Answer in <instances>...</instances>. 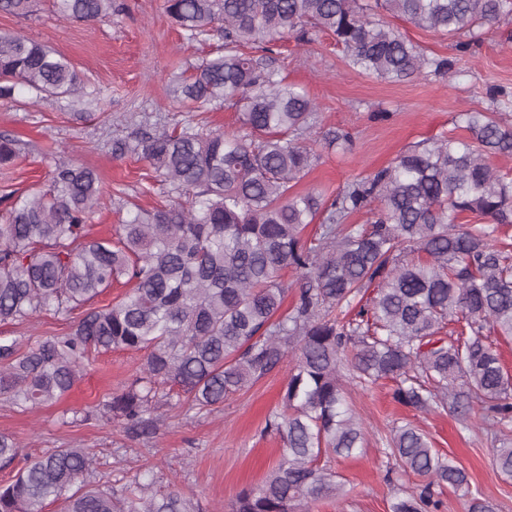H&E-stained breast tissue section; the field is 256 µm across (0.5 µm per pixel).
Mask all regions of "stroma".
<instances>
[{
    "label": "stroma",
    "instance_id": "35a3bbf8",
    "mask_svg": "<svg viewBox=\"0 0 512 512\" xmlns=\"http://www.w3.org/2000/svg\"><path fill=\"white\" fill-rule=\"evenodd\" d=\"M119 3L120 12L106 22L59 17L52 0H37L34 14L26 18L0 14V30L20 32L55 49L98 90L89 100L64 97L52 105L27 92L14 101L0 100V134L23 145L12 164L0 167V199L48 185L54 158L73 159L95 170L105 188L90 226L96 238L110 237L120 222L114 191L144 208L158 199L159 186L148 178L146 163L113 155V141L146 122L172 126L190 119L229 133L239 127L234 108L190 113L169 95L172 81L190 76L199 59L222 45L220 34L189 44L167 16L163 0ZM382 19L428 54L455 60L456 72L447 79L421 73L391 82L348 67L331 34H317L304 51L294 40L281 42L276 67L318 104L310 141L316 160L297 184L298 192L334 196L349 180L390 164L412 143L455 133L460 112L495 111L500 106L495 90L512 91V18L483 28L480 44L465 54L455 40L437 32L390 13ZM339 128L351 132V143L328 147L326 133ZM69 327L49 314L30 323L0 322V341L14 340L26 349ZM139 363V353L128 350L95 355L87 374L59 404L25 411L0 404V433L14 436L32 455L51 448L90 449L99 473L119 487L145 467L157 466L174 490L198 499L203 512H227L236 496L259 484L280 458L281 439L263 429L267 415L281 403L286 369H275L214 411L171 409L148 437H129L114 422L80 418L61 423L62 410L81 415L94 409L122 387ZM391 393L388 382L349 388L347 402L364 430V450L336 459L344 493L317 503L312 512H390L394 484L417 481L401 474L386 455V439L401 420L421 429L433 448L463 468L471 490L493 502L496 512H512V480L493 464L496 442L488 422L468 429L448 413L402 406Z\"/></svg>",
    "mask_w": 512,
    "mask_h": 512
}]
</instances>
